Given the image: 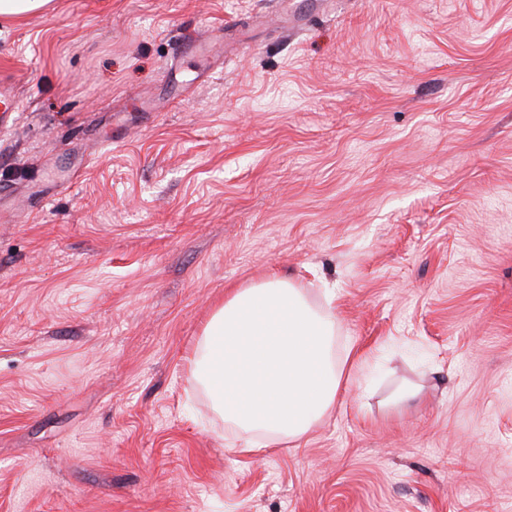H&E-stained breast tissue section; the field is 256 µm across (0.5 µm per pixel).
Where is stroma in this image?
Returning <instances> with one entry per match:
<instances>
[{"mask_svg": "<svg viewBox=\"0 0 512 512\" xmlns=\"http://www.w3.org/2000/svg\"><path fill=\"white\" fill-rule=\"evenodd\" d=\"M2 75L0 512H512V0H53ZM273 274L375 374L245 454L191 358ZM13 112H19L17 82L14 76L3 77L0 82V121Z\"/></svg>", "mask_w": 512, "mask_h": 512, "instance_id": "stroma-1", "label": "stroma"}]
</instances>
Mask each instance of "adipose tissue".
Wrapping results in <instances>:
<instances>
[{
	"instance_id": "ef3b65f1",
	"label": "adipose tissue",
	"mask_w": 512,
	"mask_h": 512,
	"mask_svg": "<svg viewBox=\"0 0 512 512\" xmlns=\"http://www.w3.org/2000/svg\"><path fill=\"white\" fill-rule=\"evenodd\" d=\"M333 295L313 306L304 286L277 276L234 289L206 323L196 374L245 451L303 437L354 381L332 357Z\"/></svg>"
}]
</instances>
